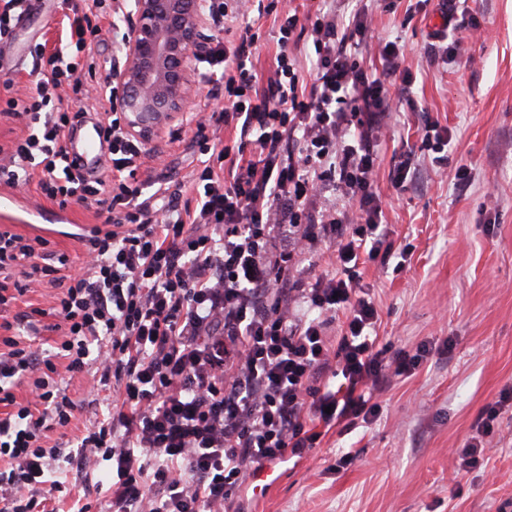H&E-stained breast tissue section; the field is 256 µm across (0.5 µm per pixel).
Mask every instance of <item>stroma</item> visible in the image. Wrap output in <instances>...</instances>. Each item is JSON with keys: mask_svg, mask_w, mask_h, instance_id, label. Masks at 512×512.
Wrapping results in <instances>:
<instances>
[{"mask_svg": "<svg viewBox=\"0 0 512 512\" xmlns=\"http://www.w3.org/2000/svg\"><path fill=\"white\" fill-rule=\"evenodd\" d=\"M257 0L243 15L210 23L198 46L238 40L249 24L260 27L253 50L261 72L274 66L279 51L273 17H259ZM338 10L364 9L371 21L357 58L381 70L377 45L399 40L414 85L393 82L399 106L378 146L374 186L380 193L389 238L409 247L404 271L367 265L363 282L380 311L377 346L394 355L419 344L452 339L449 355L423 361L411 376L392 382L382 394L383 413L368 426L341 436L329 432L320 447L298 464L276 466L263 491L244 496L245 512H512V412L501 414L498 432L485 453V465L458 475L462 448L481 408L504 384L512 383V0H468L455 14L453 40L460 50L447 61H430L431 35L444 23L442 0H336ZM120 13L100 20L94 46L95 82L106 80L114 59V27ZM62 0H45L39 16L14 33V54L0 60V83L16 88L29 81L30 48L54 50L67 20ZM195 92L189 109L214 118L224 107V87L203 77L204 65L191 63ZM447 126L452 136L448 162H433L421 147L425 126ZM192 127L173 124L153 146L159 158L145 159L139 178L164 182L179 202L193 198L197 152ZM410 160L407 180L392 185L389 174ZM470 171L459 181V166ZM17 204L0 202V225L18 233L40 234L50 250L79 264L76 235L97 224L98 215L74 204L60 208L36 182L15 188ZM352 447L357 461L337 469L342 449Z\"/></svg>", "mask_w": 512, "mask_h": 512, "instance_id": "35a3bbf8", "label": "stroma"}]
</instances>
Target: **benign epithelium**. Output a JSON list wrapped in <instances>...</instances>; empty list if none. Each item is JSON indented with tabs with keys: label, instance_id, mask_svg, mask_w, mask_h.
Listing matches in <instances>:
<instances>
[{
	"label": "benign epithelium",
	"instance_id": "1",
	"mask_svg": "<svg viewBox=\"0 0 512 512\" xmlns=\"http://www.w3.org/2000/svg\"><path fill=\"white\" fill-rule=\"evenodd\" d=\"M208 21L202 0H134L118 40L124 62H113L108 81L131 135L149 144L185 117L193 91L189 58Z\"/></svg>",
	"mask_w": 512,
	"mask_h": 512
}]
</instances>
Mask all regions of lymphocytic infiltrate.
<instances>
[{
  "instance_id": "f902f5d3",
  "label": "lymphocytic infiltrate",
  "mask_w": 512,
  "mask_h": 512,
  "mask_svg": "<svg viewBox=\"0 0 512 512\" xmlns=\"http://www.w3.org/2000/svg\"><path fill=\"white\" fill-rule=\"evenodd\" d=\"M105 2L74 0L64 42L50 52L35 44L32 85L8 101L25 130L0 144V185L33 180L59 207L91 205L106 218L80 235L74 274L43 236L0 227V311L38 281L53 290L50 308L21 315L23 332L0 324V512H48L65 490L63 460L88 477L109 462V512H239L257 473L303 457L332 429L377 420L376 394L433 351L377 349L380 313L362 284L364 265L393 251L373 188L375 141L394 112L390 82L411 84L413 74L392 41L379 48L381 72L361 67L353 51L369 29L365 13L343 19L324 0L301 16L288 0H268L258 13L279 19L280 51L266 81L253 28L203 58L221 69L224 125L239 141L217 145L190 114L201 162L195 202L182 205L165 184L139 179L147 149L122 113L98 122L110 179L91 178L66 152L85 119ZM304 39L315 55L307 88L288 51ZM322 248L333 271L302 268ZM46 312L59 333L48 350L33 338ZM75 373L111 386V412L69 395L63 380ZM510 409L512 384L478 415L460 471L482 465ZM84 413L81 436L51 440Z\"/></svg>"
}]
</instances>
